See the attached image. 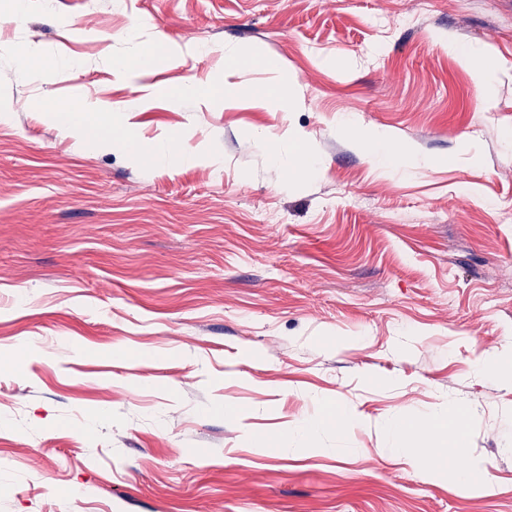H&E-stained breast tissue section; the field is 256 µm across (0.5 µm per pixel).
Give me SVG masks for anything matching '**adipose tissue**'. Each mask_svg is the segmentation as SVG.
<instances>
[{"label": "adipose tissue", "instance_id": "obj_1", "mask_svg": "<svg viewBox=\"0 0 512 512\" xmlns=\"http://www.w3.org/2000/svg\"><path fill=\"white\" fill-rule=\"evenodd\" d=\"M449 53L459 57L470 69L476 84L486 89L485 103L494 107L495 99L490 89L498 63L487 53L449 43ZM337 128L342 132L352 133L357 145L364 154L379 168L386 171H403L421 165L423 162L412 146L400 142L388 130L372 127L362 123L357 117L338 120ZM119 145L128 154L139 158L148 157L151 163L177 167L192 161V154L185 151L178 137L172 136L155 143H144L134 135H126ZM463 431L460 426L448 429V445L444 448L426 449L421 462L420 472L427 478L436 479L447 472L445 460L452 456L468 455Z\"/></svg>", "mask_w": 512, "mask_h": 512}]
</instances>
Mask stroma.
<instances>
[{"label": "stroma", "instance_id": "obj_1", "mask_svg": "<svg viewBox=\"0 0 512 512\" xmlns=\"http://www.w3.org/2000/svg\"><path fill=\"white\" fill-rule=\"evenodd\" d=\"M11 8L0 512H512V379L476 373L512 344V0H29L21 25ZM448 38L500 62L494 110ZM21 44L45 73L15 68ZM188 44L207 51L169 59ZM235 44L263 64L225 59ZM145 47L149 71L113 73ZM280 78L297 100L267 108ZM191 79L225 92L176 100ZM49 101L111 110V144ZM344 114L433 166L383 172ZM130 133L196 160L133 158ZM260 134L307 145L316 172L273 166ZM447 401L494 492L382 454L386 420ZM337 404L335 430L297 432Z\"/></svg>", "mask_w": 512, "mask_h": 512}]
</instances>
